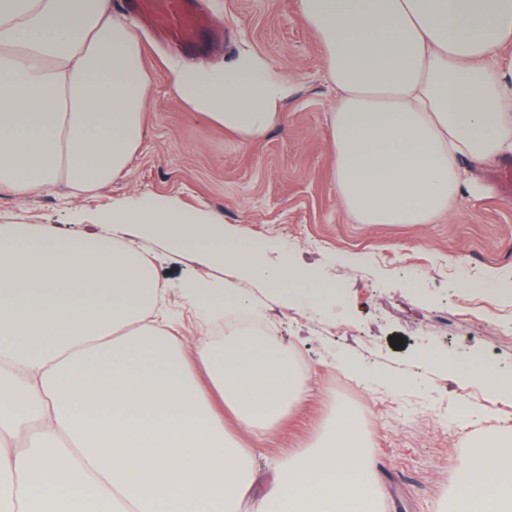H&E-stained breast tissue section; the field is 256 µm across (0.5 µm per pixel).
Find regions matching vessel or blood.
<instances>
[{"instance_id": "vessel-or-blood-1", "label": "vessel or blood", "mask_w": 512, "mask_h": 512, "mask_svg": "<svg viewBox=\"0 0 512 512\" xmlns=\"http://www.w3.org/2000/svg\"><path fill=\"white\" fill-rule=\"evenodd\" d=\"M127 5L143 19L160 22L165 39L175 44H194L206 27L192 0H128Z\"/></svg>"}]
</instances>
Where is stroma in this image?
<instances>
[{
	"label": "stroma",
	"instance_id": "stroma-1",
	"mask_svg": "<svg viewBox=\"0 0 512 512\" xmlns=\"http://www.w3.org/2000/svg\"><path fill=\"white\" fill-rule=\"evenodd\" d=\"M213 35L171 49L143 35L145 62L154 75L146 134L130 166L89 199H71L57 187L20 199L0 193V224L49 226L57 233H92L97 217L118 204L151 195L222 220L226 232L266 242L269 264L290 259L310 270L313 287L342 295L311 316L270 306L277 339L310 369L309 394L297 411L270 432L255 459L307 447L328 420L335 364L361 370L356 401L366 411L384 512H443L465 457L484 438L512 433V394L494 396L505 411L459 439L432 420L449 413L461 389L483 387L477 376L460 378L430 360L453 355L512 376V191L494 180L496 164L478 171L481 192L454 203L431 224H360L337 205L326 117L336 92L323 75L318 36L302 23L297 0H200ZM266 57L296 92L281 124L242 144L232 134L189 111L168 86V65H221L241 48ZM114 236L155 256L168 287L165 303L192 335L194 322L179 284L223 281L222 270L198 255L174 251L162 240L123 226ZM476 288H468V281ZM403 339L402 349L390 343Z\"/></svg>",
	"mask_w": 512,
	"mask_h": 512
}]
</instances>
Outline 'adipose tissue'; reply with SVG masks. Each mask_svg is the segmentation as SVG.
<instances>
[{
    "label": "adipose tissue",
    "instance_id": "obj_1",
    "mask_svg": "<svg viewBox=\"0 0 512 512\" xmlns=\"http://www.w3.org/2000/svg\"><path fill=\"white\" fill-rule=\"evenodd\" d=\"M336 90L337 201L361 224H429L477 165L512 155V0H297ZM154 78L112 0H0V191L90 193L145 136ZM173 94L242 143L283 117L294 87L264 56L170 70ZM116 224L321 308L335 291L269 265L264 245L143 196L92 234L0 225V512H382L361 410L334 407L314 442L256 470V444L304 403L293 350L228 317L263 319L232 282L184 281L185 342L155 262ZM209 378L201 385L194 374ZM249 431L246 447L226 417ZM450 512H512V436L462 463Z\"/></svg>",
    "mask_w": 512,
    "mask_h": 512
}]
</instances>
